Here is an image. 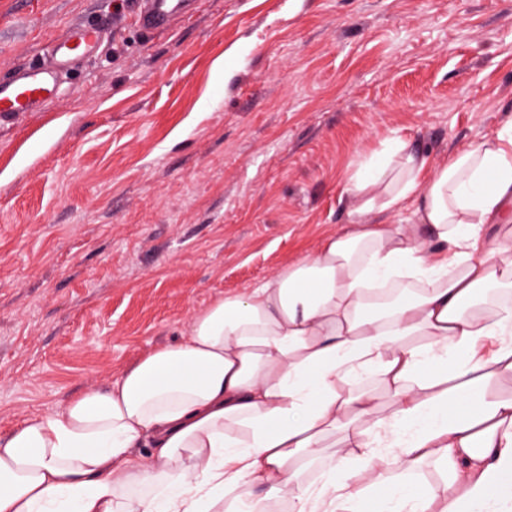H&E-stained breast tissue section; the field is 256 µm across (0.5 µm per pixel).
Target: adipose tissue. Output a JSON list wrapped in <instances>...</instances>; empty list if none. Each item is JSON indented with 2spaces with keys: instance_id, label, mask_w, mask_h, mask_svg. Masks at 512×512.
Segmentation results:
<instances>
[{
  "instance_id": "obj_1",
  "label": "adipose tissue",
  "mask_w": 512,
  "mask_h": 512,
  "mask_svg": "<svg viewBox=\"0 0 512 512\" xmlns=\"http://www.w3.org/2000/svg\"><path fill=\"white\" fill-rule=\"evenodd\" d=\"M428 164L397 137L345 189L361 216L418 197L415 223L325 238L0 439V512H427L394 476L427 458L447 512H512V397L486 395L512 377V120ZM300 460L326 461L319 487Z\"/></svg>"
}]
</instances>
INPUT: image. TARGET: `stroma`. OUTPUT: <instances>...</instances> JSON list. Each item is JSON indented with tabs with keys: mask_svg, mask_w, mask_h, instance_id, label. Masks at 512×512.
Returning a JSON list of instances; mask_svg holds the SVG:
<instances>
[{
	"mask_svg": "<svg viewBox=\"0 0 512 512\" xmlns=\"http://www.w3.org/2000/svg\"><path fill=\"white\" fill-rule=\"evenodd\" d=\"M0 0V78L104 29L44 111L0 119V438L355 224L358 157L444 164L512 118V0ZM122 12L116 27L107 21ZM194 0H145L138 21L146 31L169 29L177 18L190 12Z\"/></svg>",
	"mask_w": 512,
	"mask_h": 512,
	"instance_id": "1",
	"label": "stroma"
}]
</instances>
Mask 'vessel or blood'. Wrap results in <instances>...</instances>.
I'll use <instances>...</instances> for the list:
<instances>
[{"label": "vessel or blood", "instance_id": "b4317fda", "mask_svg": "<svg viewBox=\"0 0 512 512\" xmlns=\"http://www.w3.org/2000/svg\"><path fill=\"white\" fill-rule=\"evenodd\" d=\"M194 0H145L138 21L148 31L169 29L189 13ZM104 31L88 24L73 25L36 68H19L0 80V116H19L40 110L57 98L68 73L99 46Z\"/></svg>", "mask_w": 512, "mask_h": 512}]
</instances>
